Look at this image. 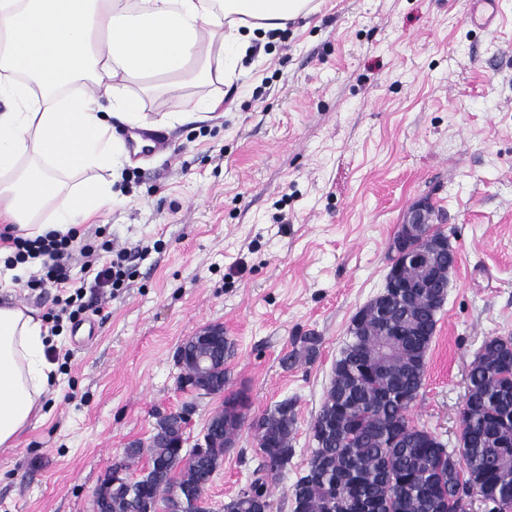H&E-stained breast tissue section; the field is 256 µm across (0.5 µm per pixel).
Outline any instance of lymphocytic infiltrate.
Instances as JSON below:
<instances>
[{"label": "lymphocytic infiltrate", "mask_w": 512, "mask_h": 512, "mask_svg": "<svg viewBox=\"0 0 512 512\" xmlns=\"http://www.w3.org/2000/svg\"><path fill=\"white\" fill-rule=\"evenodd\" d=\"M11 256L6 266L12 267L30 259H40V275L31 277V288H57L65 291L59 308L47 312L53 323L62 319L78 320L80 316L100 311L97 303H85L84 290L93 286L110 288L119 293L130 285L133 276L131 262L145 255L142 246L128 248L114 241L98 243L89 239L75 241L74 237L49 234L36 239L14 237L10 240Z\"/></svg>", "instance_id": "1"}]
</instances>
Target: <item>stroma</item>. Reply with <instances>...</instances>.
<instances>
[{
  "instance_id": "1",
  "label": "stroma",
  "mask_w": 512,
  "mask_h": 512,
  "mask_svg": "<svg viewBox=\"0 0 512 512\" xmlns=\"http://www.w3.org/2000/svg\"><path fill=\"white\" fill-rule=\"evenodd\" d=\"M316 2L255 43L247 77L207 87L224 101L207 119L184 120L176 89L146 103L165 124H114L130 155L111 212L81 235L149 251L95 335H56L45 417L0 449V512H94L101 479L148 442L157 413L191 405L186 435H202L224 397L181 387L175 351L210 322L235 345L229 390L248 418L295 402V454L271 497V512H291L351 319L383 289L390 241L424 198L457 264L410 417L456 444L476 352L512 335V0L486 27L469 21L481 0ZM139 137L167 147L135 151ZM309 332L316 359L284 368ZM259 459L242 427L206 493L213 512Z\"/></svg>"
}]
</instances>
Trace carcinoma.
<instances>
[{"instance_id": "1", "label": "carcinoma", "mask_w": 512, "mask_h": 512, "mask_svg": "<svg viewBox=\"0 0 512 512\" xmlns=\"http://www.w3.org/2000/svg\"><path fill=\"white\" fill-rule=\"evenodd\" d=\"M448 283L418 288L406 303L373 299L351 320L349 336L332 367L322 405L311 425L306 467L289 490L292 512H455V498L472 488L485 491L488 512H512V336H490L468 375L463 430L452 448L416 426L409 411L422 389L426 356ZM300 348L282 359L285 367L312 361L317 336H298ZM233 343L212 348L215 373L228 389L225 361ZM295 402L283 399L256 417L261 458L249 484L252 498H232L224 512H271V486L288 467ZM244 396L224 397V407L206 426L213 445L197 458L172 444L180 427L158 419L148 448H126L127 458L147 452L150 467L112 492V512H184L190 494L205 495L224 462V452L241 430Z\"/></svg>"}]
</instances>
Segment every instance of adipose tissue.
Listing matches in <instances>:
<instances>
[{
    "instance_id": "obj_1",
    "label": "adipose tissue",
    "mask_w": 512,
    "mask_h": 512,
    "mask_svg": "<svg viewBox=\"0 0 512 512\" xmlns=\"http://www.w3.org/2000/svg\"><path fill=\"white\" fill-rule=\"evenodd\" d=\"M312 0H0V234L78 232L113 205L124 148L112 124L150 125L145 100L234 81L253 41ZM44 320L0 305V447H15L54 389Z\"/></svg>"
}]
</instances>
